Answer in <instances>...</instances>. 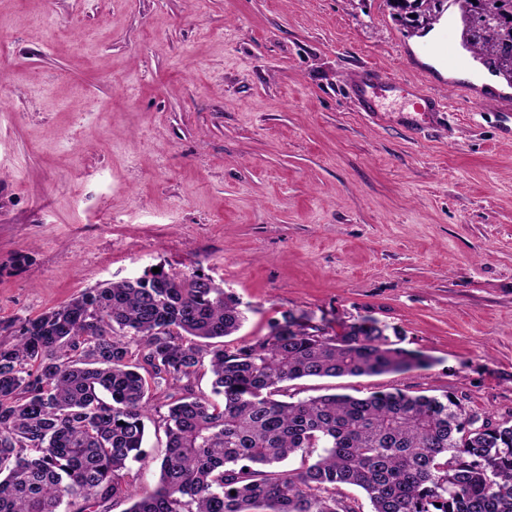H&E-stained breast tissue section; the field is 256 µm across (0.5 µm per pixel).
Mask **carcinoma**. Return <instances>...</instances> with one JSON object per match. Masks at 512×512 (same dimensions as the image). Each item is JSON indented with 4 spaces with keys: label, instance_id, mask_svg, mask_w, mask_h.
<instances>
[{
    "label": "carcinoma",
    "instance_id": "1",
    "mask_svg": "<svg viewBox=\"0 0 512 512\" xmlns=\"http://www.w3.org/2000/svg\"><path fill=\"white\" fill-rule=\"evenodd\" d=\"M444 0H387L434 23ZM462 45L512 84V0H461ZM239 300L194 273L90 288L0 343V512H512V411L401 390L287 401L307 377L425 367L375 326L294 315L236 346ZM211 392L194 389L203 366ZM166 412H161L162 408ZM166 452L154 489L131 481L145 420ZM301 456L302 467L281 464Z\"/></svg>",
    "mask_w": 512,
    "mask_h": 512
}]
</instances>
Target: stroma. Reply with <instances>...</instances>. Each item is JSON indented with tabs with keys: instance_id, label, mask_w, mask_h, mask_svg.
Returning <instances> with one entry per match:
<instances>
[{
	"instance_id": "stroma-1",
	"label": "stroma",
	"mask_w": 512,
	"mask_h": 512,
	"mask_svg": "<svg viewBox=\"0 0 512 512\" xmlns=\"http://www.w3.org/2000/svg\"><path fill=\"white\" fill-rule=\"evenodd\" d=\"M387 0H0V340L159 267L241 303L233 344L290 313L376 321L428 366L304 378L512 410V87L449 68ZM365 65L450 105L358 110Z\"/></svg>"
}]
</instances>
